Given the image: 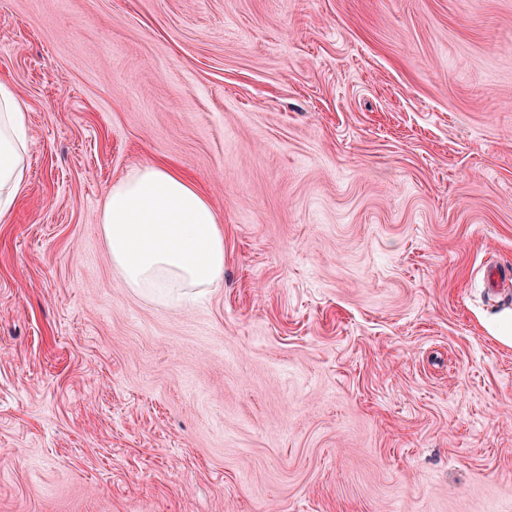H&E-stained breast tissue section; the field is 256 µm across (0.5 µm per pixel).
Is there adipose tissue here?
I'll return each instance as SVG.
<instances>
[{
  "label": "adipose tissue",
  "mask_w": 512,
  "mask_h": 512,
  "mask_svg": "<svg viewBox=\"0 0 512 512\" xmlns=\"http://www.w3.org/2000/svg\"><path fill=\"white\" fill-rule=\"evenodd\" d=\"M27 110L0 82V217L27 185ZM99 224L113 270L125 286L177 299L224 282V235L208 199L173 167L145 163L108 190Z\"/></svg>",
  "instance_id": "1"
}]
</instances>
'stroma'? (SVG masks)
Segmentation results:
<instances>
[{"label": "stroma", "mask_w": 512, "mask_h": 512, "mask_svg": "<svg viewBox=\"0 0 512 512\" xmlns=\"http://www.w3.org/2000/svg\"><path fill=\"white\" fill-rule=\"evenodd\" d=\"M0 512H512V0H0ZM153 161L224 283L125 288ZM27 123L24 102L12 85L0 82V217L11 211L27 185ZM99 224L126 288L178 299L224 282V234L216 212L171 166L145 163L112 183Z\"/></svg>", "instance_id": "35a3bbf8"}]
</instances>
